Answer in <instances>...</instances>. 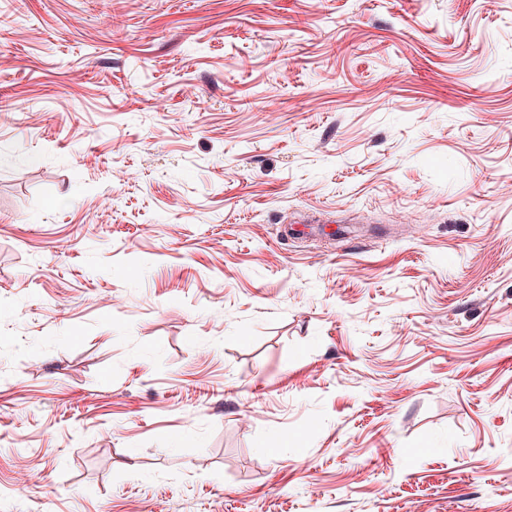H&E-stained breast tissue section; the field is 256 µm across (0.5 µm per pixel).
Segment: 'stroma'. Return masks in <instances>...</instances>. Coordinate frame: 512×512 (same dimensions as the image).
I'll use <instances>...</instances> for the list:
<instances>
[{
  "instance_id": "1",
  "label": "stroma",
  "mask_w": 512,
  "mask_h": 512,
  "mask_svg": "<svg viewBox=\"0 0 512 512\" xmlns=\"http://www.w3.org/2000/svg\"><path fill=\"white\" fill-rule=\"evenodd\" d=\"M512 0H0V512H512Z\"/></svg>"
}]
</instances>
